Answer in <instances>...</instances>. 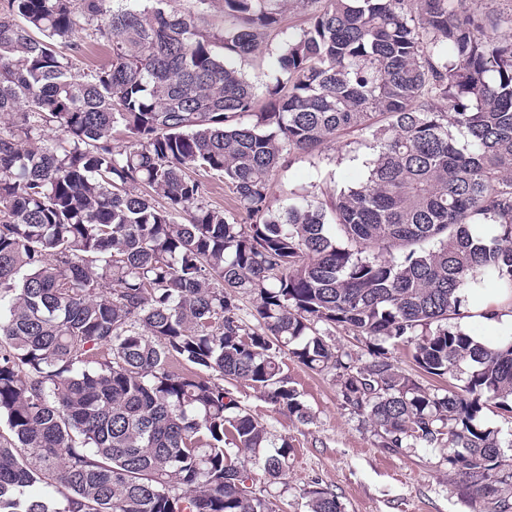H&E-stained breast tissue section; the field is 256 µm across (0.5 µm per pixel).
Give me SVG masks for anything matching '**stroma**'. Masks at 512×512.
Wrapping results in <instances>:
<instances>
[{
  "label": "stroma",
  "mask_w": 512,
  "mask_h": 512,
  "mask_svg": "<svg viewBox=\"0 0 512 512\" xmlns=\"http://www.w3.org/2000/svg\"><path fill=\"white\" fill-rule=\"evenodd\" d=\"M367 153L355 132L339 148L297 156L272 179V207H281L293 191L322 203L325 186L362 182ZM283 372L310 409L311 423L297 421L252 388L230 386L239 403L266 424L271 440L285 437L293 446L285 483L270 488L278 512H307L304 491L315 483L336 494L343 512H473L455 491L446 449L382 447L372 428L343 406L333 374L311 372L290 359Z\"/></svg>",
  "instance_id": "stroma-1"
}]
</instances>
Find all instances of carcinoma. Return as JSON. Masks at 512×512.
<instances>
[{
  "label": "carcinoma",
  "instance_id": "obj_1",
  "mask_svg": "<svg viewBox=\"0 0 512 512\" xmlns=\"http://www.w3.org/2000/svg\"><path fill=\"white\" fill-rule=\"evenodd\" d=\"M191 2L0 0V512H275L248 483L283 479L292 445L224 381L308 423L284 355L339 371L383 447L452 448L458 494L508 512L512 459L480 413L512 412V336L448 320L472 288L512 292V25L475 0H303L282 42L287 0H223L222 27ZM82 32L109 65L77 67ZM274 42L256 112L238 62ZM350 132L363 183L272 208L278 169ZM389 342L426 376L473 370L439 392ZM292 1L283 13L282 29L285 36L296 34L300 26L303 25L307 14V11L303 9L298 0Z\"/></svg>",
  "mask_w": 512,
  "mask_h": 512
}]
</instances>
